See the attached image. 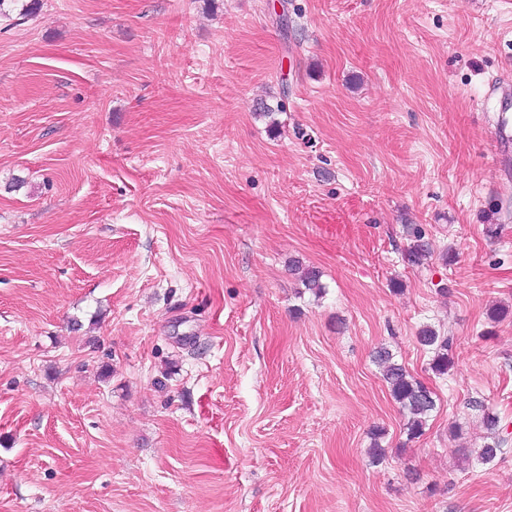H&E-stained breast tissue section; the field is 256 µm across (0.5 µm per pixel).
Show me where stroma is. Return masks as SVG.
<instances>
[{"instance_id": "35a3bbf8", "label": "stroma", "mask_w": 512, "mask_h": 512, "mask_svg": "<svg viewBox=\"0 0 512 512\" xmlns=\"http://www.w3.org/2000/svg\"><path fill=\"white\" fill-rule=\"evenodd\" d=\"M509 64L512 0L0 21V512H512ZM382 347L434 394L418 438ZM512 79L509 75L502 76L491 89V95L496 100L495 130L501 142H508L512 138ZM292 267H294V271L299 274V279L303 286L316 297H322L326 286L321 282V272L314 267H303L299 262ZM417 342L433 354L430 363L432 371L439 375H445L453 365V359L449 354L452 339L449 336H440L431 326L422 327L416 336ZM484 424L492 437H490V442H486L478 449L477 458L482 464H491L497 459L499 454L503 453L502 445L507 440L499 437V419L496 416L485 415Z\"/></svg>"}]
</instances>
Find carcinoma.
Listing matches in <instances>:
<instances>
[{
	"mask_svg": "<svg viewBox=\"0 0 512 512\" xmlns=\"http://www.w3.org/2000/svg\"><path fill=\"white\" fill-rule=\"evenodd\" d=\"M40 0H0V21L8 20L17 23L31 16L38 8ZM429 242L421 233L413 234V243L407 249V261L418 264L431 257ZM303 286L315 296L325 292L321 282V272L314 267L294 265ZM417 342L432 353L431 369L439 375H445L453 365L449 354L452 339L441 336L430 326L422 327L416 336ZM374 362L381 370L382 378L389 387L390 394L407 418V434L412 438L420 436L428 418L436 408L433 393L420 381L414 379L405 367L394 359V355L386 348L375 352ZM486 429L490 431L491 441L485 443L477 451V458L483 464L493 463L503 453L502 445L506 439L499 437V419L487 414L484 417Z\"/></svg>",
	"mask_w": 512,
	"mask_h": 512,
	"instance_id": "carcinoma-1",
	"label": "carcinoma"
}]
</instances>
